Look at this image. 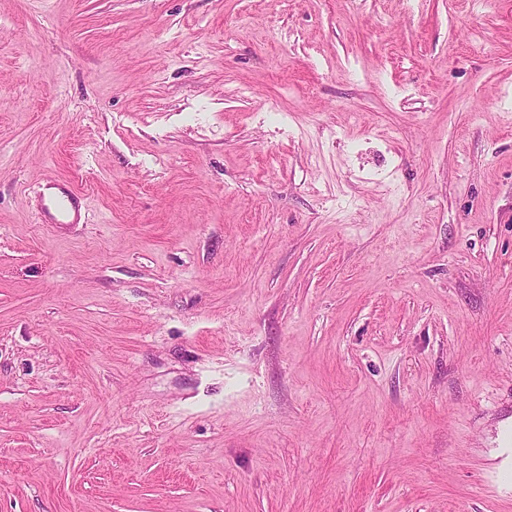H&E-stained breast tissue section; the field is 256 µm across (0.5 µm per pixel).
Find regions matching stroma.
<instances>
[{"instance_id":"35a3bbf8","label":"stroma","mask_w":512,"mask_h":512,"mask_svg":"<svg viewBox=\"0 0 512 512\" xmlns=\"http://www.w3.org/2000/svg\"><path fill=\"white\" fill-rule=\"evenodd\" d=\"M507 426L512 0H0V512H512ZM61 196L45 198L42 214L48 217L53 224H73L77 221L78 194L71 188L64 187ZM74 217L72 218V210Z\"/></svg>"}]
</instances>
